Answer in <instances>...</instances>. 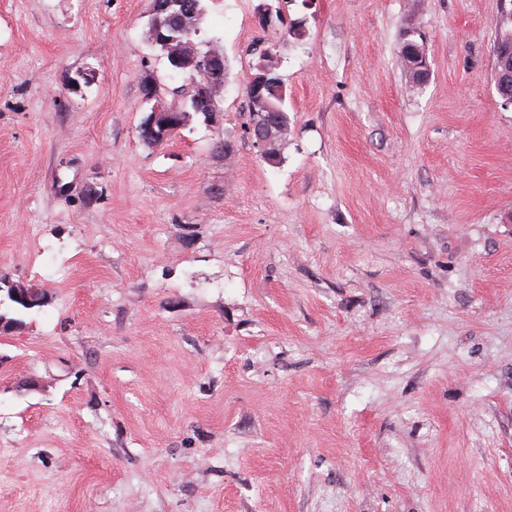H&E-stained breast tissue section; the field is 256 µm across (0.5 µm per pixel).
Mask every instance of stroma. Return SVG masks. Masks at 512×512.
I'll return each mask as SVG.
<instances>
[{"label": "stroma", "instance_id": "stroma-1", "mask_svg": "<svg viewBox=\"0 0 512 512\" xmlns=\"http://www.w3.org/2000/svg\"><path fill=\"white\" fill-rule=\"evenodd\" d=\"M265 2L212 0L219 110L147 145L144 80L188 84L151 0H0V278L47 295L0 334V512H512L500 2ZM404 74L409 83L413 85H418L422 83V78L420 77V73L418 70L413 69L415 65V58L420 54H425V49L423 43H419L417 41L403 42L400 49ZM267 76L268 81L264 85L262 95L269 104L274 106V114H267L271 121L273 137L266 154L267 158H261L269 163H276L280 157L281 142L288 132V96L284 81L278 72L273 70Z\"/></svg>", "mask_w": 512, "mask_h": 512}]
</instances>
